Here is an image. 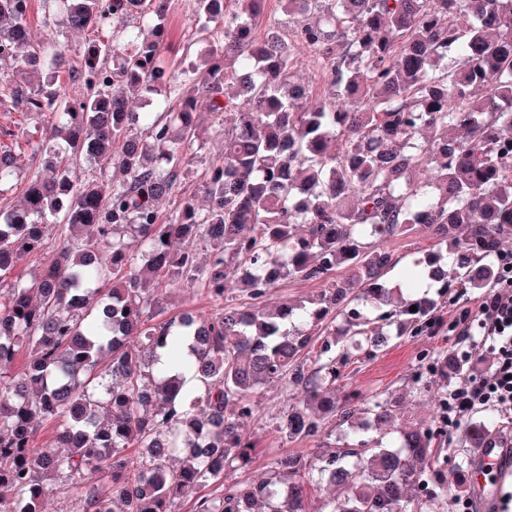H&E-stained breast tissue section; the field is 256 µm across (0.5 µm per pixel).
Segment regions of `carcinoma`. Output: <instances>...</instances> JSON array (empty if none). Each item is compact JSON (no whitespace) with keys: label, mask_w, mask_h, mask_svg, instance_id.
<instances>
[{"label":"carcinoma","mask_w":512,"mask_h":512,"mask_svg":"<svg viewBox=\"0 0 512 512\" xmlns=\"http://www.w3.org/2000/svg\"><path fill=\"white\" fill-rule=\"evenodd\" d=\"M31 2L0 0V62L13 65L0 86L45 118L27 145L54 176L31 178L22 204L0 210V512H41L50 480L76 491L77 512H114L116 500L120 512H178L189 497L193 512H310L312 477L348 490L326 512H452L434 434L398 427L390 394L336 399V376L354 353L387 346L399 319L415 336L434 331L423 283L488 288L501 276L512 0H280L304 14L292 27L267 0H193L189 66L164 52L170 0H40L63 33L104 31L69 75L76 98L59 81L65 44L31 36ZM301 48L329 93L293 80ZM202 112L224 117V153L201 184L208 205L165 214L205 135ZM21 173L0 150V189ZM51 224L74 233L24 282L17 259L46 247ZM416 224L449 245L448 264L416 261L389 288L384 243ZM340 268L356 295L333 279ZM183 279L221 308L165 316L160 293ZM288 280L327 289L272 304ZM232 288L242 300H225ZM274 381L294 400L275 421L283 442L331 425L345 442L281 452L268 477L226 483L256 450L241 428L253 393ZM47 422L53 448L35 443ZM489 425L469 424L473 447ZM384 431L392 441L370 436ZM86 471L107 481L82 488ZM218 481L221 494L201 493Z\"/></svg>","instance_id":"1"}]
</instances>
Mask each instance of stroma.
I'll return each instance as SVG.
<instances>
[{"label":"stroma","instance_id":"obj_1","mask_svg":"<svg viewBox=\"0 0 512 512\" xmlns=\"http://www.w3.org/2000/svg\"><path fill=\"white\" fill-rule=\"evenodd\" d=\"M167 48L169 55L182 57L187 46L192 43L195 22L191 14V0H172L167 21ZM46 124L42 118L20 112L10 104L0 105V147L21 154L26 176L19 179L11 188L0 193V208L11 209L23 196L28 174L40 173L41 168L30 152L25 151L27 139L40 136ZM224 140V129L212 127L205 134L198 148L192 170L179 184L174 197L182 199L194 195L209 162L214 158ZM385 246L393 252L396 266L384 277L387 284L396 283L417 259L426 258L433 247L424 229L413 230L410 234L386 241ZM477 296L476 290L453 283L444 293L436 310L438 324L434 334L426 336H396L389 346L373 355L353 356L350 365L343 367L336 382L337 395L356 392L371 397L381 392L399 396L398 423L402 426L422 429H439L441 452L438 466L448 482L450 497L468 495L474 498L479 512H512V473L503 477L487 476V487L494 490V505H487L482 490L472 482V472L476 467L473 450L462 439L463 428L459 425L440 426L438 408L448 389L457 384L455 376L440 372H420L418 363L422 356H429L444 350L456 354L466 347L464 337L451 332L450 326L460 310L469 306ZM427 381L425 389H417L416 377ZM256 410L244 422V430L256 442V454L252 462L241 470L229 472L228 481H257L267 477L269 462L277 453H309L316 450L315 440H298L280 443L274 430V418L288 409L292 400L280 384L274 383L263 388L255 397Z\"/></svg>","mask_w":512,"mask_h":512}]
</instances>
